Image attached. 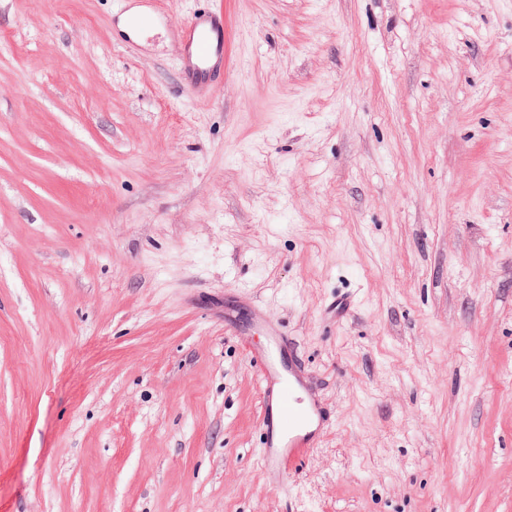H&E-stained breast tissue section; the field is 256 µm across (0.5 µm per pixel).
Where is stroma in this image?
<instances>
[{"label": "stroma", "instance_id": "stroma-1", "mask_svg": "<svg viewBox=\"0 0 512 512\" xmlns=\"http://www.w3.org/2000/svg\"><path fill=\"white\" fill-rule=\"evenodd\" d=\"M0 512H512V0H0ZM178 52L185 89L196 98L211 96L224 75L223 9L194 13L180 28ZM272 352L258 357L263 378L262 465L267 477L280 483L297 462L315 448L319 434L329 424L325 407L304 395V383L297 367L288 361V371H280L273 353L280 356L292 342L267 326Z\"/></svg>", "mask_w": 512, "mask_h": 512}]
</instances>
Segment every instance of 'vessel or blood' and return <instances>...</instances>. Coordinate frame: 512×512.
<instances>
[{
  "mask_svg": "<svg viewBox=\"0 0 512 512\" xmlns=\"http://www.w3.org/2000/svg\"><path fill=\"white\" fill-rule=\"evenodd\" d=\"M178 52L185 89L197 98L211 96L224 73L223 9L211 7L194 13L180 28ZM268 334L272 349L258 357L263 378L262 465L266 476L279 482L315 448L329 419L317 399L305 396L297 367L285 371L277 367L275 357L287 352L290 340L273 328Z\"/></svg>",
  "mask_w": 512,
  "mask_h": 512,
  "instance_id": "1",
  "label": "vessel or blood"
}]
</instances>
